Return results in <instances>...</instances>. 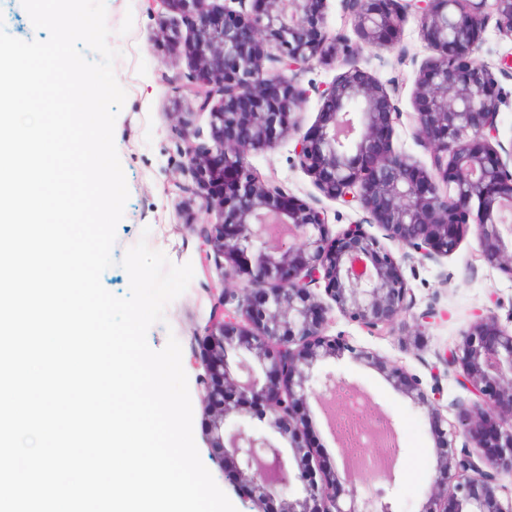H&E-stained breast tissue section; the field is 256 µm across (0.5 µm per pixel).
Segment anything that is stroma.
I'll list each match as a JSON object with an SVG mask.
<instances>
[{
  "label": "stroma",
  "instance_id": "stroma-1",
  "mask_svg": "<svg viewBox=\"0 0 512 512\" xmlns=\"http://www.w3.org/2000/svg\"><path fill=\"white\" fill-rule=\"evenodd\" d=\"M107 24L112 31L109 43L120 52L114 63L116 77L127 92L114 129L115 145L126 176L129 198L124 216L116 228L112 250L113 267L103 272L101 282L112 294L127 295L129 276L120 261L139 239L163 252L175 265L191 264L194 276L187 289L165 310L164 322L154 324L147 341L153 350L165 347L176 337L183 356H190L211 314L210 290L223 285V261L206 257V247L197 225L188 221L192 207L173 194V181H190L191 175L179 153L184 121L208 130L209 115L196 111L175 89L193 71V62L184 51L170 49L163 41L149 0H104ZM480 62L493 70L503 91L497 123L502 140L512 139V73L500 70L503 55H512V38L501 35L495 23H488ZM435 52L419 32L418 21L408 17L400 45L390 51L364 49L360 65L372 80L390 93L403 112L413 109V90L422 64ZM293 141H281L275 148L250 152L248 162L259 177L276 176L289 191L316 207L339 215L338 227L365 221L366 213L330 200L318 189L313 178L294 161ZM402 273L412 288L415 311L433 309L435 318L423 335H416L411 317H404L392 335H376L351 322L339 310L328 315L327 335L345 334L350 351L328 359L329 367L360 388L368 407L382 411L396 424L400 452L396 469L401 479L390 493L393 512H421L438 467L432 420L425 407L417 404L388 381L376 367L354 358V351L366 349L403 367L415 375L423 390L440 384L448 420H455L452 402L468 401L470 394L459 384V372L439 366L437 355L454 347L476 315L495 313L502 326L512 325V278L490 267L478 257L475 229H468L457 249L437 261L406 262ZM193 407V434L200 457L217 485L228 496L237 512H283L281 497L263 506L243 495L234 480L225 476L220 460L210 445L203 426L199 378L203 368L185 364ZM299 429L320 466L329 472H342L345 451L334 438L322 403L309 401Z\"/></svg>",
  "mask_w": 512,
  "mask_h": 512
}]
</instances>
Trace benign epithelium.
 <instances>
[{
    "instance_id": "obj_1",
    "label": "benign epithelium",
    "mask_w": 512,
    "mask_h": 512,
    "mask_svg": "<svg viewBox=\"0 0 512 512\" xmlns=\"http://www.w3.org/2000/svg\"><path fill=\"white\" fill-rule=\"evenodd\" d=\"M152 2L168 42L179 43L181 35L166 27L167 14L191 23L195 75L182 92L209 114L211 143L183 128L180 154L192 182L175 180L173 191L197 205L189 223L198 213L208 217L199 235L224 259V281L236 285L211 290L210 321L193 349L205 371L201 402L211 411V447L226 474L260 496L294 494L284 512H392L394 468L381 474L386 490L365 482L359 488L348 473H326L299 445L295 421L309 399L325 400L348 385L332 369L314 371L347 348L344 336L324 334L332 307L372 333L394 331L413 306L401 262L448 256L471 223L479 258L512 279V140L500 139L501 88L476 58L489 20L512 37V0H345L354 45L323 30L327 0ZM410 12L438 53L420 70L408 115L431 154L430 170L394 150L403 112L360 67L362 48L399 44ZM337 60L346 70L313 87L322 106L303 132L298 111L309 91L299 75ZM286 137L295 140L296 160L319 190L366 211L399 244L400 257L365 224L335 233L327 209L254 175L248 153ZM321 287L330 302L316 293ZM357 357L432 415L439 470L423 512H512V503L498 497L499 477L512 475V331L493 313L479 315L461 342L439 355L446 368L461 369V385L473 395L458 405L448 430L439 385L429 397L402 367L369 351ZM228 391L243 404L265 407L290 448L248 426L243 410L224 407ZM231 414L236 420L229 425ZM459 437L477 452H457ZM341 480L349 489L336 488Z\"/></svg>"
}]
</instances>
